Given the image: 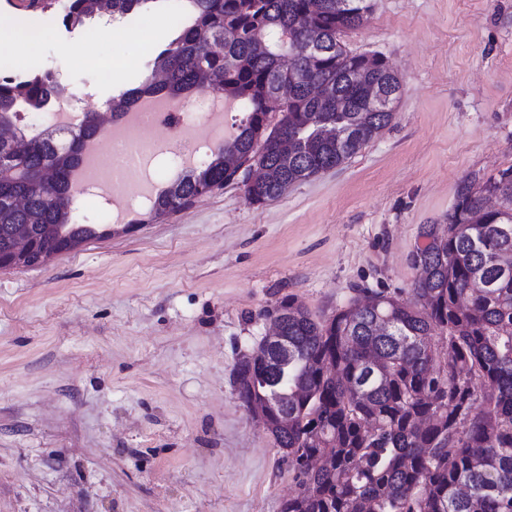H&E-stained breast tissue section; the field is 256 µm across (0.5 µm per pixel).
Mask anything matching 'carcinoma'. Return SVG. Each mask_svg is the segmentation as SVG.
Wrapping results in <instances>:
<instances>
[{"label":"carcinoma","instance_id":"cac0c4a2","mask_svg":"<svg viewBox=\"0 0 512 512\" xmlns=\"http://www.w3.org/2000/svg\"><path fill=\"white\" fill-rule=\"evenodd\" d=\"M173 6L177 36L156 48L151 71L119 90L112 117L142 98L177 100L217 89L242 118L205 164L155 196L140 223L159 222L224 189L226 165L256 158L263 177L244 187L262 204L337 168L394 119L403 84L383 58L342 41L372 0H110L115 17ZM95 18L91 0H68L65 29ZM375 83L384 100L369 98ZM57 82L44 72L0 79V117L46 112ZM81 134L27 135L20 153L0 143V251L26 224L43 257L62 239L97 236L63 217L69 178L96 124ZM50 171L48 184L36 182ZM412 288L354 296L323 320L286 299L283 341L242 357L232 383L246 410L261 409L299 492L281 512H512V166L465 180L448 223L430 224ZM327 458L316 469L310 460Z\"/></svg>","mask_w":512,"mask_h":512}]
</instances>
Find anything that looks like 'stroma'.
Instances as JSON below:
<instances>
[{"instance_id":"stroma-1","label":"stroma","mask_w":512,"mask_h":512,"mask_svg":"<svg viewBox=\"0 0 512 512\" xmlns=\"http://www.w3.org/2000/svg\"><path fill=\"white\" fill-rule=\"evenodd\" d=\"M42 15L18 73L116 95L150 69L162 28L100 38ZM353 53L398 73L395 117L341 167L252 205L229 186L45 265L0 269V512H281L295 489L233 368L292 297L315 319L354 288L408 290L423 225L458 185L512 166V0H373Z\"/></svg>"}]
</instances>
